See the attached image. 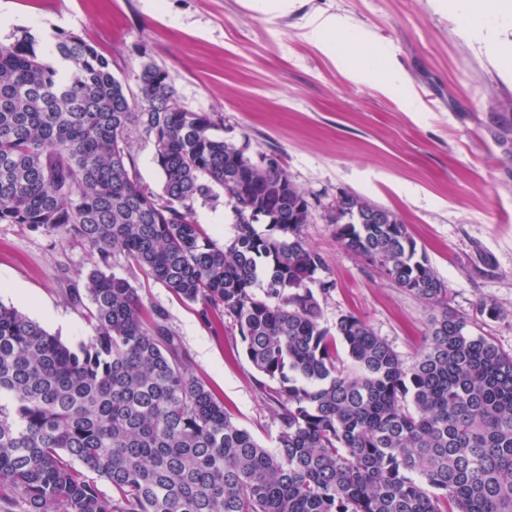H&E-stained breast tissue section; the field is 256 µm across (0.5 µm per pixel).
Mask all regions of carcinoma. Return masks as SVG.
Here are the masks:
<instances>
[{
  "mask_svg": "<svg viewBox=\"0 0 512 512\" xmlns=\"http://www.w3.org/2000/svg\"><path fill=\"white\" fill-rule=\"evenodd\" d=\"M134 80L131 101L74 33L45 53L28 31L0 42V224L92 252L84 292L70 294L91 305L77 345L0 303V512H512V354L447 312L410 365L351 313L323 325L336 283L303 236L312 203L282 166H263L275 155L255 162L215 134L210 114L178 105L165 70L146 64ZM139 134L160 194L138 179ZM231 167L249 182H228ZM216 187L236 214L222 244L195 217ZM367 209L385 223H364ZM331 223L379 275L442 301L397 213L345 193ZM118 255L203 321L233 318L274 448L191 372L164 312L112 272Z\"/></svg>",
  "mask_w": 512,
  "mask_h": 512,
  "instance_id": "1",
  "label": "carcinoma"
}]
</instances>
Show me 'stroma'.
Wrapping results in <instances>:
<instances>
[{"instance_id": "obj_1", "label": "stroma", "mask_w": 512, "mask_h": 512, "mask_svg": "<svg viewBox=\"0 0 512 512\" xmlns=\"http://www.w3.org/2000/svg\"><path fill=\"white\" fill-rule=\"evenodd\" d=\"M12 16L0 28L37 40L74 33L132 80L144 64L169 74L179 103L209 113L218 135L246 156L277 154L312 203L307 242L336 289L321 302L322 323L352 313L405 362L425 350L439 309L512 352V26L461 35L438 0H297L265 13L248 0H0ZM333 14L405 77L392 92L385 75H353L356 61L327 55L307 25ZM396 212L447 286L440 306L380 277L336 240L327 216L340 194ZM87 245L62 242L22 224H0V303L17 308L67 344L91 333L82 288ZM114 271L161 308L189 366L239 426L274 446L278 426L257 388L231 319L199 317L198 304L116 257ZM496 304L492 317L478 306Z\"/></svg>"}]
</instances>
